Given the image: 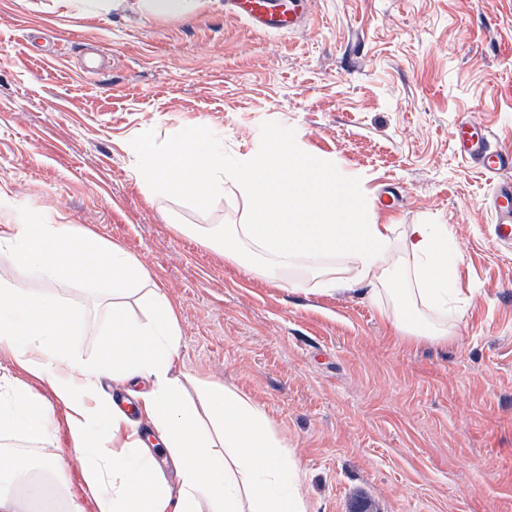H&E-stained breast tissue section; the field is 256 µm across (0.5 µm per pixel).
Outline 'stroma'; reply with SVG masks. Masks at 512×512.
<instances>
[{"mask_svg": "<svg viewBox=\"0 0 512 512\" xmlns=\"http://www.w3.org/2000/svg\"><path fill=\"white\" fill-rule=\"evenodd\" d=\"M469 115L512 151V0H313L290 34L253 32L224 0L188 19L0 0V214L136 255L179 314L172 376L259 404L312 512H512V249L495 242L494 177L455 145ZM202 123L228 156L298 136L379 223L447 225L457 341L406 345L364 290L277 287L178 232L242 212L229 192L152 203L135 181L144 130L164 148Z\"/></svg>", "mask_w": 512, "mask_h": 512, "instance_id": "obj_1", "label": "stroma"}]
</instances>
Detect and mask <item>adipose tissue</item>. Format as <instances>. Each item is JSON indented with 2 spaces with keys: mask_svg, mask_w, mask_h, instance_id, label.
Returning a JSON list of instances; mask_svg holds the SVG:
<instances>
[{
  "mask_svg": "<svg viewBox=\"0 0 512 512\" xmlns=\"http://www.w3.org/2000/svg\"><path fill=\"white\" fill-rule=\"evenodd\" d=\"M135 177L148 198L203 206L226 188L243 199L241 221L202 229L206 245L253 276L303 288L316 281L330 294L364 285L381 320L409 342L445 346L457 292L460 255L444 224H380L355 182L334 162L306 155L295 136L277 135L253 153L227 160L224 135L200 124L158 149L143 133ZM0 253L14 269L45 282L86 277L112 298L95 358L82 359L76 336L84 312L50 291L33 292L0 278V433L42 450L37 462L0 450V512H49L57 483L66 512H309L301 475L285 441L247 395L221 382L198 388L209 411L202 426L172 377L179 359L176 308L161 288L144 292L147 319L125 300L148 275L123 246L92 231L28 214L0 224ZM152 378L137 418L114 407L102 379ZM50 397H42L40 387ZM63 412L73 448L83 454L78 488L53 454L55 414ZM150 424L179 478L159 472L138 430Z\"/></svg>",
  "mask_w": 512,
  "mask_h": 512,
  "instance_id": "obj_1",
  "label": "adipose tissue"
}]
</instances>
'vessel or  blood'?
<instances>
[{
  "label": "vessel or blood",
  "mask_w": 512,
  "mask_h": 512,
  "mask_svg": "<svg viewBox=\"0 0 512 512\" xmlns=\"http://www.w3.org/2000/svg\"><path fill=\"white\" fill-rule=\"evenodd\" d=\"M224 11L242 19L258 33L294 32L305 23L307 13L302 0H224ZM461 156L471 160L486 174L512 168V153L502 151L492 141L486 127L476 118L464 120L457 133ZM493 221L498 240L512 244V181L503 179L494 186Z\"/></svg>",
  "instance_id": "obj_1"
}]
</instances>
